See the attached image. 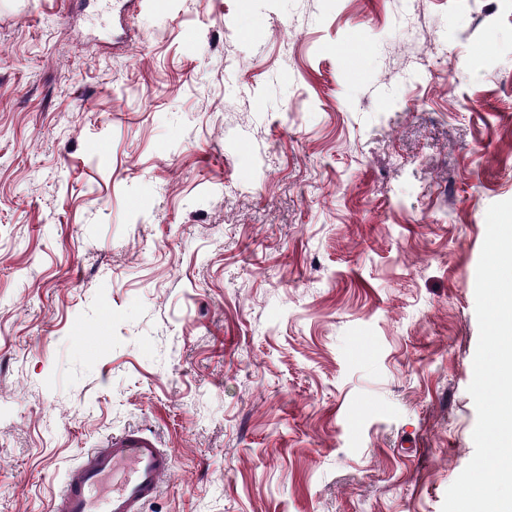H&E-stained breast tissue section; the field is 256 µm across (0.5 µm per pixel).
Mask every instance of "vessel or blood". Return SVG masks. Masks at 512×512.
<instances>
[{"label": "vessel or blood", "mask_w": 512, "mask_h": 512, "mask_svg": "<svg viewBox=\"0 0 512 512\" xmlns=\"http://www.w3.org/2000/svg\"><path fill=\"white\" fill-rule=\"evenodd\" d=\"M172 471V456L140 429L112 435L71 467L48 512H143Z\"/></svg>", "instance_id": "obj_1"}]
</instances>
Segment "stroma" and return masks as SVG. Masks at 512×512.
I'll list each match as a JSON object with an SVG mask.
<instances>
[{
	"label": "stroma",
	"instance_id": "1",
	"mask_svg": "<svg viewBox=\"0 0 512 512\" xmlns=\"http://www.w3.org/2000/svg\"><path fill=\"white\" fill-rule=\"evenodd\" d=\"M108 2L0 0V512L128 428L144 512H441L512 0Z\"/></svg>",
	"mask_w": 512,
	"mask_h": 512
}]
</instances>
